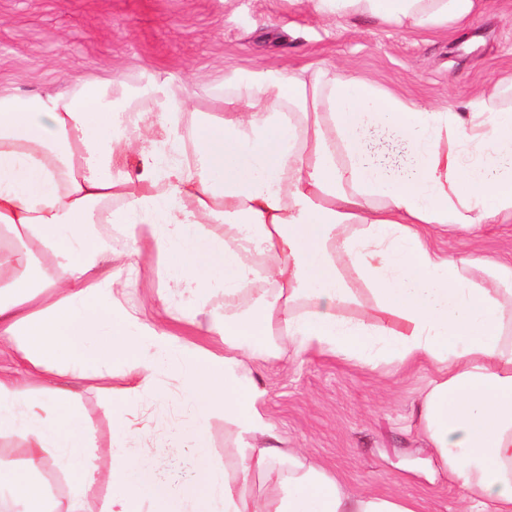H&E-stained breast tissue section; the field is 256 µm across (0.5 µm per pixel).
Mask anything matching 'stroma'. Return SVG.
Masks as SVG:
<instances>
[{"label": "stroma", "mask_w": 512, "mask_h": 512, "mask_svg": "<svg viewBox=\"0 0 512 512\" xmlns=\"http://www.w3.org/2000/svg\"><path fill=\"white\" fill-rule=\"evenodd\" d=\"M276 75L342 70L416 101H469L492 79L512 80V0H482L456 30H405L369 18L319 16L310 0H0V92L43 94L85 79H112L137 90L133 106L154 110L142 88L154 79L184 81L196 106L233 72ZM438 248L512 263V222L497 221ZM161 277L143 257L129 308L155 318ZM263 408L285 447L298 448L353 490L417 499L423 512H463L461 492L440 470L414 420L415 404L434 376L418 363L369 370L329 355H295L252 366ZM128 385L120 370L80 389L98 462L111 469V391ZM178 398L142 399L129 419L146 435L131 440L158 475L179 483L195 473L189 445L170 438L187 420ZM243 444L223 415L210 422L207 446L234 467Z\"/></svg>", "instance_id": "35a3bbf8"}]
</instances>
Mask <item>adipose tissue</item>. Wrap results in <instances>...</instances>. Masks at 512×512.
Listing matches in <instances>:
<instances>
[{
    "mask_svg": "<svg viewBox=\"0 0 512 512\" xmlns=\"http://www.w3.org/2000/svg\"><path fill=\"white\" fill-rule=\"evenodd\" d=\"M479 0H317L324 17L372 16L408 29L469 20ZM152 112L88 80L55 95H0V512H421L419 501L347 488L295 449L269 445L263 392L247 362L329 354L371 370L427 362L416 412L426 447L465 512H512V265L438 254L435 231L512 216V100L499 84L434 107L377 84L262 70L224 81L217 111L186 83L152 81ZM183 161L161 163V149ZM118 227L127 252L112 249ZM170 284L171 317L222 337L189 349L167 322L131 312L143 255ZM39 288L54 300L33 308ZM223 291V307L212 303ZM121 363L111 472L78 409L82 380ZM176 382L190 415L175 434L198 448L197 475L153 477L127 421ZM250 437L229 470L206 454L214 414ZM66 472L65 499L41 481Z\"/></svg>",
    "mask_w": 512,
    "mask_h": 512,
    "instance_id": "ef3b65f1",
    "label": "adipose tissue"
}]
</instances>
